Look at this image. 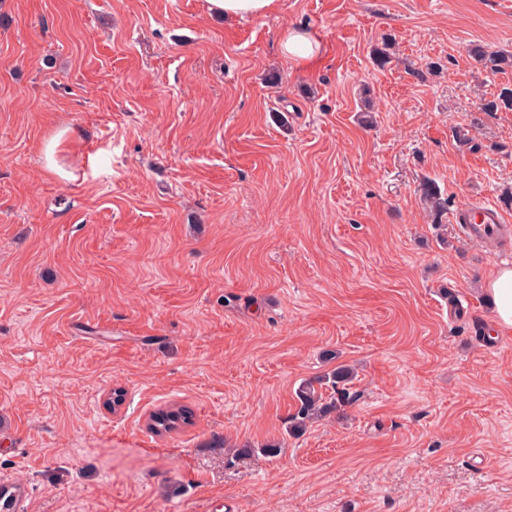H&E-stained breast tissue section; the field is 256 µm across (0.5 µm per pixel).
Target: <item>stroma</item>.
Returning <instances> with one entry per match:
<instances>
[{
    "label": "stroma",
    "mask_w": 512,
    "mask_h": 512,
    "mask_svg": "<svg viewBox=\"0 0 512 512\" xmlns=\"http://www.w3.org/2000/svg\"><path fill=\"white\" fill-rule=\"evenodd\" d=\"M288 27L316 66L282 57ZM473 44L512 53V0H0V479L23 512H512V333L483 288L512 266V108L478 107L512 69ZM472 200L510 230L463 233ZM340 363L352 401L288 434ZM169 407L191 425L151 433ZM212 17L224 20L256 19L274 12L278 0H206ZM281 54L286 60L306 67L315 65L321 45L316 35L308 31L286 28L280 42ZM469 53L476 57L486 70L492 73L504 71L508 67L512 68V54L489 51L480 45L473 46ZM31 494L29 486H21L12 481L0 482V508L4 512L17 509Z\"/></svg>",
    "instance_id": "35a3bbf8"
}]
</instances>
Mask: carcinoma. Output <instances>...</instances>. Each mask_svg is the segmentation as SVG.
Listing matches in <instances>:
<instances>
[{
  "label": "carcinoma",
  "instance_id": "obj_1",
  "mask_svg": "<svg viewBox=\"0 0 512 512\" xmlns=\"http://www.w3.org/2000/svg\"><path fill=\"white\" fill-rule=\"evenodd\" d=\"M469 53L476 57L483 67L492 73H497L512 68V54L498 53L487 50L480 45L473 46ZM353 372L351 368L340 365L328 375L315 381H307L299 386L296 396L299 401L297 412L288 418L289 432L299 435L305 430L307 422L313 416L336 410L350 401L349 383L352 382ZM326 386L332 390L330 401L323 402L322 393L318 392L315 385ZM157 433H168L179 426L189 422V415L181 408L163 409L152 417Z\"/></svg>",
  "mask_w": 512,
  "mask_h": 512
}]
</instances>
